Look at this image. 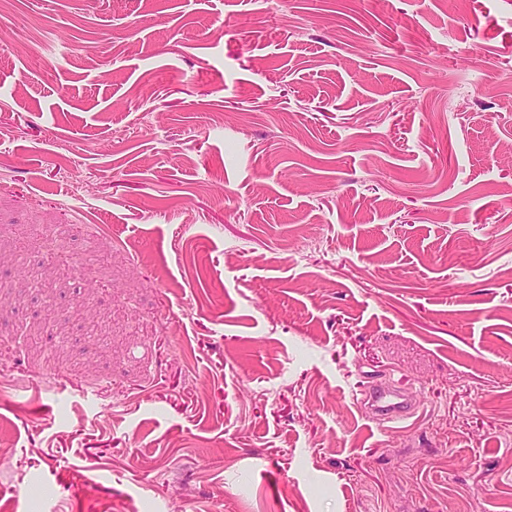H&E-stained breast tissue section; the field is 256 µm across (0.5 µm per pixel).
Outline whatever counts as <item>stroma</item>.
<instances>
[{
	"label": "stroma",
	"mask_w": 512,
	"mask_h": 512,
	"mask_svg": "<svg viewBox=\"0 0 512 512\" xmlns=\"http://www.w3.org/2000/svg\"><path fill=\"white\" fill-rule=\"evenodd\" d=\"M0 512H512V0H0ZM360 404L370 417L382 422L407 419L415 410L417 401L409 391L384 384H374L359 390Z\"/></svg>",
	"instance_id": "1"
}]
</instances>
